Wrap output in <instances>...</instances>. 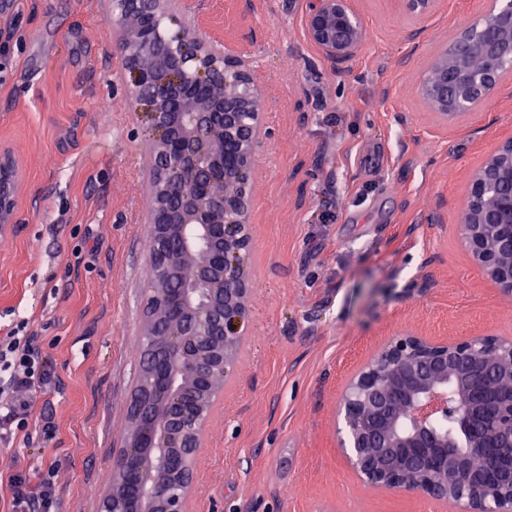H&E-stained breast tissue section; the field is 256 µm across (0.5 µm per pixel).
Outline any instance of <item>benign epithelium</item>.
I'll return each mask as SVG.
<instances>
[{
  "mask_svg": "<svg viewBox=\"0 0 512 512\" xmlns=\"http://www.w3.org/2000/svg\"><path fill=\"white\" fill-rule=\"evenodd\" d=\"M178 0H117V48L148 132L152 279L140 378L100 512H189L203 448L249 320V176L265 101L248 64L195 31L149 30ZM408 15L437 0H403ZM309 39L329 58L360 47L351 0H306ZM512 77V0L453 33L421 96L443 120L488 106ZM22 171L0 148V234L17 223ZM462 240L488 282L512 295V138L469 181ZM340 448L372 486L418 491L466 512H512V340L437 342L406 331L339 399ZM450 422L448 436L437 419ZM473 458L484 461L479 471Z\"/></svg>",
  "mask_w": 512,
  "mask_h": 512,
  "instance_id": "benign-epithelium-1",
  "label": "benign epithelium"
}]
</instances>
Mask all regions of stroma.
<instances>
[{"instance_id": "1", "label": "stroma", "mask_w": 512, "mask_h": 512, "mask_svg": "<svg viewBox=\"0 0 512 512\" xmlns=\"http://www.w3.org/2000/svg\"><path fill=\"white\" fill-rule=\"evenodd\" d=\"M306 0H181L192 26L252 68L270 135L253 165L256 284L234 375L195 464L190 512H451L420 492L360 483L336 407L392 336L512 339L458 224L471 174L512 135V85L439 125L420 95L459 15L492 0H355L361 50L339 64L305 30ZM110 0H0V145L27 183L0 237V336L26 321L55 380V428L0 442V474L53 471L58 512H99L128 428L151 273L146 132L127 88ZM108 101V111L98 109Z\"/></svg>"}]
</instances>
